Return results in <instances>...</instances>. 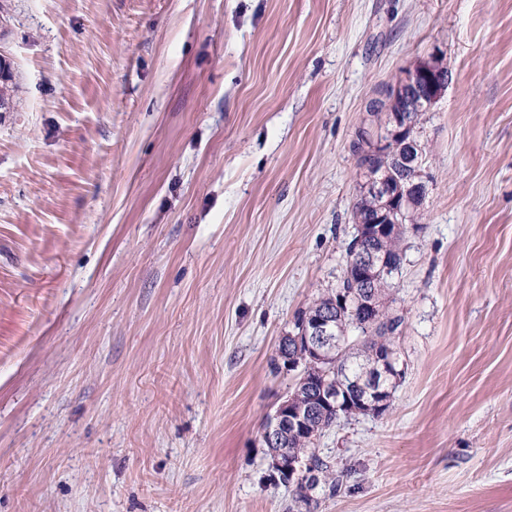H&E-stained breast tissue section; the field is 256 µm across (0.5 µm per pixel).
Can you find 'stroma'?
<instances>
[{"mask_svg":"<svg viewBox=\"0 0 512 512\" xmlns=\"http://www.w3.org/2000/svg\"><path fill=\"white\" fill-rule=\"evenodd\" d=\"M439 51L402 375L316 512H512V0H0V512H306L261 433L366 106Z\"/></svg>","mask_w":512,"mask_h":512,"instance_id":"stroma-1","label":"stroma"}]
</instances>
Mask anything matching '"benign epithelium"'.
<instances>
[{
    "mask_svg": "<svg viewBox=\"0 0 512 512\" xmlns=\"http://www.w3.org/2000/svg\"><path fill=\"white\" fill-rule=\"evenodd\" d=\"M432 52L427 58L402 72L398 78L386 85L382 100L387 102V121L384 133L367 132L365 138L371 153L377 154L388 145L399 147L394 162L399 168L420 169L423 147L413 134V124L408 120L402 107L403 102L416 101L420 107L431 109L440 99L449 80L436 69ZM364 178L363 191L376 198L378 206L372 221L358 225V232L350 244L349 269L357 271V279H348L347 288H370L375 282L388 275L390 265L386 258L364 248L363 242L370 236L396 233L405 229V213L423 202L426 195L425 181L403 183L392 173L378 170L366 162L360 166ZM282 359L288 370H300L299 385L316 384L315 400L302 405L297 396L287 394L267 419L262 442L268 448V467L279 476L288 479V484L302 487L303 492L318 479L317 471L309 460H301L288 454L285 442L290 435L309 434L312 417L325 407L336 408L340 390L336 382L325 379V373L318 369L323 363H336V352L352 349L350 336L345 331H336V315L325 313L312 316L296 324L295 330L281 337ZM397 357L389 353L373 363L355 379L351 388L364 394V402L350 405L346 414H371L390 403V391L386 384L399 376L396 369Z\"/></svg>",
    "mask_w": 512,
    "mask_h": 512,
    "instance_id": "obj_1",
    "label": "benign epithelium"
}]
</instances>
